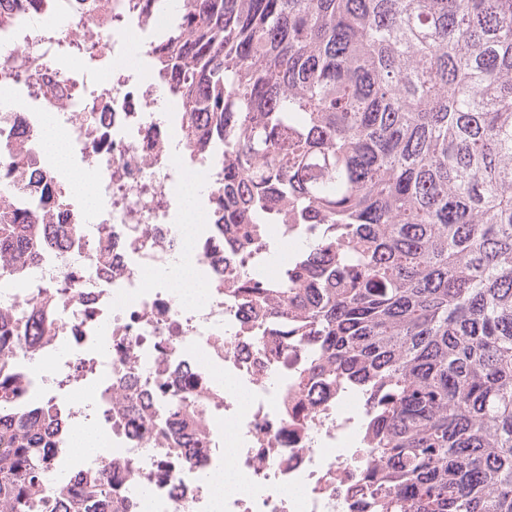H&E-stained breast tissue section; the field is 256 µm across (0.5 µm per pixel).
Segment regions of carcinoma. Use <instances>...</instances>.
I'll return each mask as SVG.
<instances>
[{"label":"carcinoma","mask_w":512,"mask_h":512,"mask_svg":"<svg viewBox=\"0 0 512 512\" xmlns=\"http://www.w3.org/2000/svg\"><path fill=\"white\" fill-rule=\"evenodd\" d=\"M151 58L221 194L207 235L306 240L238 293L364 394L363 512H512V0H186ZM76 229L0 203V265ZM22 324L0 333V512H90L105 485L46 481L68 437L21 404L16 353L48 333Z\"/></svg>","instance_id":"carcinoma-1"}]
</instances>
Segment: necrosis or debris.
<instances>
[{
	"instance_id": "obj_1",
	"label": "necrosis or debris",
	"mask_w": 512,
	"mask_h": 512,
	"mask_svg": "<svg viewBox=\"0 0 512 512\" xmlns=\"http://www.w3.org/2000/svg\"><path fill=\"white\" fill-rule=\"evenodd\" d=\"M135 2L98 0L112 16L104 25L71 0L35 14L17 0L12 23L0 25V82L11 98L0 142L40 166L42 117L52 113L107 201L87 216L64 202L67 176L55 171L60 201L40 208V220L79 230L65 248L46 245L20 287L0 289V305H39L49 326L24 358L48 368L29 398L92 418L109 440L95 457L56 453L48 482L63 484L74 462L102 474L110 496L100 512H217V496L218 512H357L367 407L312 369L309 338L257 337L265 317L237 296L254 251L198 240L195 262L216 280L199 306L157 278L183 250L181 187L211 174L184 170L171 130L146 117L162 89L142 59L167 18L135 13ZM89 387L96 399L86 406ZM175 394L185 398L177 411Z\"/></svg>"
}]
</instances>
